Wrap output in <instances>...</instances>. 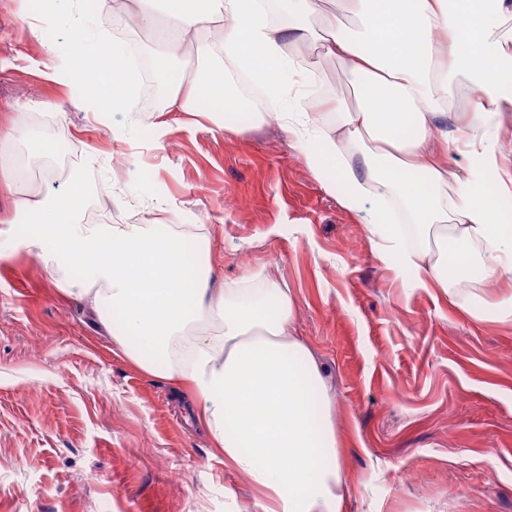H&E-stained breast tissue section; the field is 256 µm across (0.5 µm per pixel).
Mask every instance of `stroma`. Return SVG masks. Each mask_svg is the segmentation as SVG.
<instances>
[{
    "label": "stroma",
    "instance_id": "35a3bbf8",
    "mask_svg": "<svg viewBox=\"0 0 512 512\" xmlns=\"http://www.w3.org/2000/svg\"><path fill=\"white\" fill-rule=\"evenodd\" d=\"M32 7L0 0V130L65 111L78 167L96 158L108 188L93 203L104 223L157 198L155 223L171 209L206 225L215 282L270 271L288 285L336 393L344 512H512V327L470 316L473 284L404 286L367 213L343 209L274 121L248 116L228 138L203 100L100 119L45 76L22 21ZM305 62L330 112L354 105L341 61L313 45ZM247 500L171 386L116 351L38 254L0 238V512H242Z\"/></svg>",
    "mask_w": 512,
    "mask_h": 512
}]
</instances>
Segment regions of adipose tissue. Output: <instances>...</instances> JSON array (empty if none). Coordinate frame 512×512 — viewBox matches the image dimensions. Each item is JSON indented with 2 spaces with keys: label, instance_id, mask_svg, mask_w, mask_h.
Here are the masks:
<instances>
[{
  "label": "adipose tissue",
  "instance_id": "obj_1",
  "mask_svg": "<svg viewBox=\"0 0 512 512\" xmlns=\"http://www.w3.org/2000/svg\"><path fill=\"white\" fill-rule=\"evenodd\" d=\"M27 16L40 38L64 26L63 65L48 47L49 77L74 89L101 117L132 111L137 68L124 43L103 29L85 0H37ZM361 21L352 34L328 24L327 55L343 60L357 105L328 124L310 111L304 47L309 17L322 0H126L146 26L159 15L182 28L224 33V65L192 79L171 107L205 99L213 120L238 110L231 71L246 74L275 103L272 120L302 143L306 168L341 206L369 211L381 260L414 288L467 281L512 282V161L497 143L512 112V39L502 31L512 0H343ZM467 75L473 112H454L448 76ZM463 145L462 174L448 168L449 146ZM84 173L55 196L18 204L0 227L15 245L47 254L58 270L77 269L58 286L91 296L114 315L112 345L143 373L169 382L206 428L213 453L253 492L252 512H342L348 488L339 460L336 397L323 365L295 329L288 289L211 285L214 259L204 225L86 224L91 195Z\"/></svg>",
  "mask_w": 512,
  "mask_h": 512
}]
</instances>
